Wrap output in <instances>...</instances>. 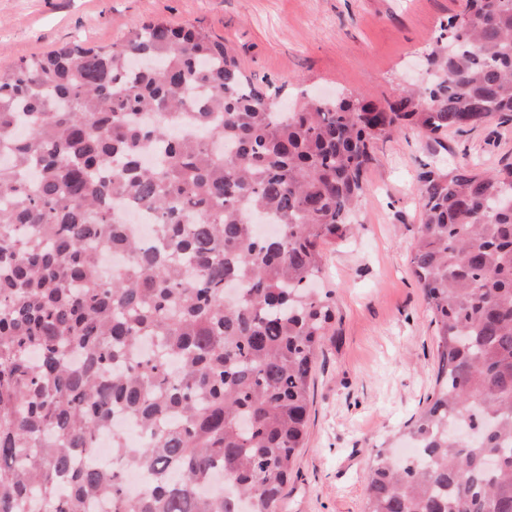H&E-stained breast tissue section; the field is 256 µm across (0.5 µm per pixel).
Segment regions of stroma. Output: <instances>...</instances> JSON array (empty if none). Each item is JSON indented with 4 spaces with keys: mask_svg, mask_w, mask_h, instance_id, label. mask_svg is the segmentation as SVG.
I'll list each match as a JSON object with an SVG mask.
<instances>
[{
    "mask_svg": "<svg viewBox=\"0 0 512 512\" xmlns=\"http://www.w3.org/2000/svg\"><path fill=\"white\" fill-rule=\"evenodd\" d=\"M463 0H0V66L81 40L109 45L136 26L194 25L232 46L242 67L278 87L398 98L441 23ZM477 170L512 161V125L489 122L434 143L404 130L378 142L365 196L345 240L325 246L324 287L336 316L318 352L308 434L281 512H364L379 449L425 407L438 371L434 327L408 270L420 222V161Z\"/></svg>",
    "mask_w": 512,
    "mask_h": 512,
    "instance_id": "obj_1",
    "label": "stroma"
}]
</instances>
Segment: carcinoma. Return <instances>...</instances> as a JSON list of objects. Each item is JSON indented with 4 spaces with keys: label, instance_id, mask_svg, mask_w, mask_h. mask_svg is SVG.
<instances>
[{
    "label": "carcinoma",
    "instance_id": "obj_1",
    "mask_svg": "<svg viewBox=\"0 0 512 512\" xmlns=\"http://www.w3.org/2000/svg\"><path fill=\"white\" fill-rule=\"evenodd\" d=\"M441 31L428 79L386 105L286 111L224 41L161 20L0 68V512H280L335 317L322 248L375 144L512 124V0H465ZM418 181L438 372L366 512H512V162ZM117 197L158 216L160 247L126 235ZM106 431L112 468L77 466Z\"/></svg>",
    "mask_w": 512,
    "mask_h": 512
}]
</instances>
